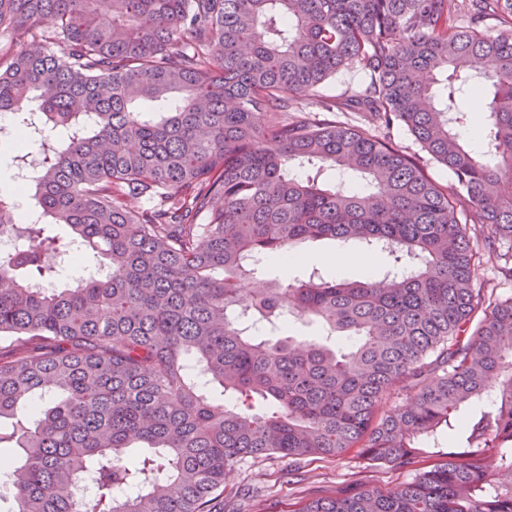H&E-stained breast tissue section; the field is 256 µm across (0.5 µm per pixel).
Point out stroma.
Instances as JSON below:
<instances>
[{
  "label": "stroma",
  "mask_w": 512,
  "mask_h": 512,
  "mask_svg": "<svg viewBox=\"0 0 512 512\" xmlns=\"http://www.w3.org/2000/svg\"><path fill=\"white\" fill-rule=\"evenodd\" d=\"M298 259L283 265L279 255L264 256L251 281L266 287L269 281L298 284L311 273L338 280H377L388 269L386 258L372 260L361 246L328 240L297 245ZM412 472L362 461L356 450L340 457L306 456L294 461L275 456L239 461L224 480V512H293L316 497L340 494L358 483L385 490L411 480Z\"/></svg>",
  "instance_id": "stroma-1"
}]
</instances>
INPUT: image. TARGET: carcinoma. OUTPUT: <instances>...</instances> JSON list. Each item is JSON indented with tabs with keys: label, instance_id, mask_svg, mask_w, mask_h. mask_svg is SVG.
<instances>
[{
	"label": "carcinoma",
	"instance_id": "cac0c4a2",
	"mask_svg": "<svg viewBox=\"0 0 512 512\" xmlns=\"http://www.w3.org/2000/svg\"><path fill=\"white\" fill-rule=\"evenodd\" d=\"M352 68L364 88L324 92ZM422 72L446 75V94ZM469 94L486 96L493 165L460 136ZM307 105L334 118L296 116ZM0 112V142H26L14 178L36 155L23 192L73 231L43 237L0 196V237L17 240L0 253L10 512H224L241 459L351 448L428 465L294 512H512V297L477 275L502 251L512 282V0H0ZM396 125L426 156L380 135ZM305 167L368 190L292 174ZM324 239L392 268L251 293L258 256ZM80 250L98 273L57 287V258ZM290 315L356 344L250 335ZM214 384L242 406L213 405ZM455 430L457 450L424 447Z\"/></svg>",
	"mask_w": 512,
	"mask_h": 512
}]
</instances>
